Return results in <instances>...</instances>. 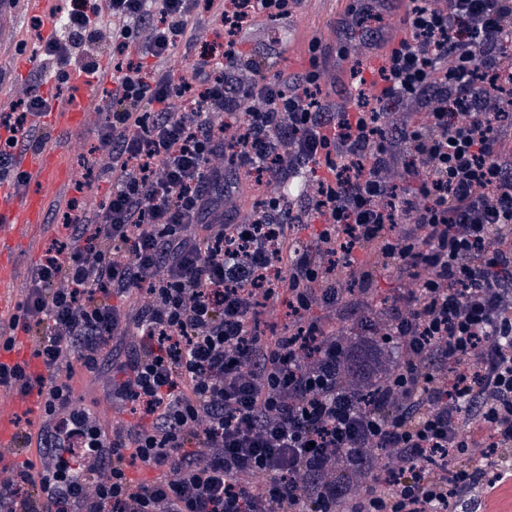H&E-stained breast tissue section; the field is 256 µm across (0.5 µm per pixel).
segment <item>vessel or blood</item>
<instances>
[{
    "mask_svg": "<svg viewBox=\"0 0 512 512\" xmlns=\"http://www.w3.org/2000/svg\"><path fill=\"white\" fill-rule=\"evenodd\" d=\"M111 82L110 73L100 78H76L70 94L51 99L45 112L32 119V132L39 135L52 130V138L44 140L35 150L13 149L14 173L19 182L0 180V313L11 311L23 284V271L15 258L20 250L36 249L44 233L49 198L60 201L70 197V177L60 161L62 133L86 123L103 86ZM0 364L21 366L32 375L43 374L38 359L32 358L29 344L16 345L12 350L0 348ZM42 414L37 393L9 391L0 401V468L9 467L12 450L17 446V417L38 419Z\"/></svg>",
    "mask_w": 512,
    "mask_h": 512,
    "instance_id": "obj_1",
    "label": "vessel or blood"
}]
</instances>
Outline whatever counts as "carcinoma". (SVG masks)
Segmentation results:
<instances>
[{"mask_svg": "<svg viewBox=\"0 0 512 512\" xmlns=\"http://www.w3.org/2000/svg\"><path fill=\"white\" fill-rule=\"evenodd\" d=\"M386 312L379 308L372 309L373 330L380 335L378 342L372 346L359 345L361 337L354 330L345 328L336 334V341L343 343L351 350L349 362L344 370L342 381L355 389L363 399L371 398L375 391L389 380L396 367L395 349L384 336L387 330ZM369 473L361 468L330 470L322 474L321 481L327 485L340 482L347 484L353 497L359 498L369 487Z\"/></svg>", "mask_w": 512, "mask_h": 512, "instance_id": "carcinoma-1", "label": "carcinoma"}]
</instances>
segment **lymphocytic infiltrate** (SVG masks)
<instances>
[{
  "label": "lymphocytic infiltrate",
  "mask_w": 512,
  "mask_h": 512,
  "mask_svg": "<svg viewBox=\"0 0 512 512\" xmlns=\"http://www.w3.org/2000/svg\"><path fill=\"white\" fill-rule=\"evenodd\" d=\"M390 2L340 24L339 106L319 42L300 76L241 49L302 0H66L37 20L55 70L85 44L86 75L112 55L74 182L111 192L70 201L0 336L52 374L0 366L42 397L17 441L48 458L0 481V512H483L512 480L459 463L512 447V0H406L375 64ZM46 105L36 81L0 104L1 173ZM246 186L265 203L244 213ZM379 267L398 363L366 401L336 384V314L360 324ZM67 357L111 367L112 423L75 403ZM339 461L369 472L360 500L318 482Z\"/></svg>",
  "instance_id": "obj_1"
}]
</instances>
